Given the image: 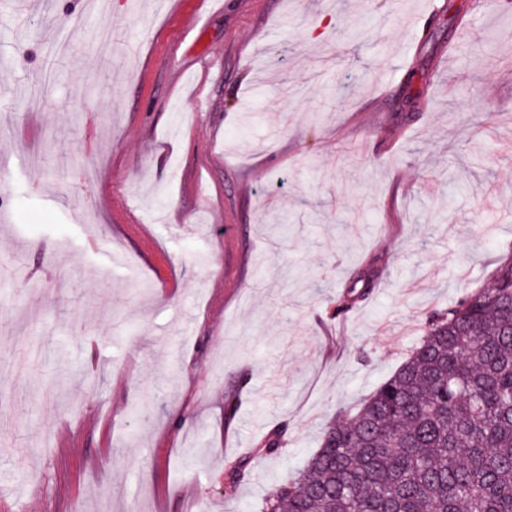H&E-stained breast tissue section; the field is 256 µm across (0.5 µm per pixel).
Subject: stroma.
Wrapping results in <instances>:
<instances>
[{
	"label": "stroma",
	"instance_id": "35a3bbf8",
	"mask_svg": "<svg viewBox=\"0 0 512 512\" xmlns=\"http://www.w3.org/2000/svg\"><path fill=\"white\" fill-rule=\"evenodd\" d=\"M462 2L0 0V512H259L493 280L512 0Z\"/></svg>",
	"mask_w": 512,
	"mask_h": 512
}]
</instances>
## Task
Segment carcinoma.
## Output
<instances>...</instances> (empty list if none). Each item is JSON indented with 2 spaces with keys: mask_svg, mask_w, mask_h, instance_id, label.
Masks as SVG:
<instances>
[{
  "mask_svg": "<svg viewBox=\"0 0 512 512\" xmlns=\"http://www.w3.org/2000/svg\"><path fill=\"white\" fill-rule=\"evenodd\" d=\"M238 460L228 487L246 475ZM262 512H512V252L433 313L399 368L338 413Z\"/></svg>",
  "mask_w": 512,
  "mask_h": 512,
  "instance_id": "carcinoma-1",
  "label": "carcinoma"
}]
</instances>
